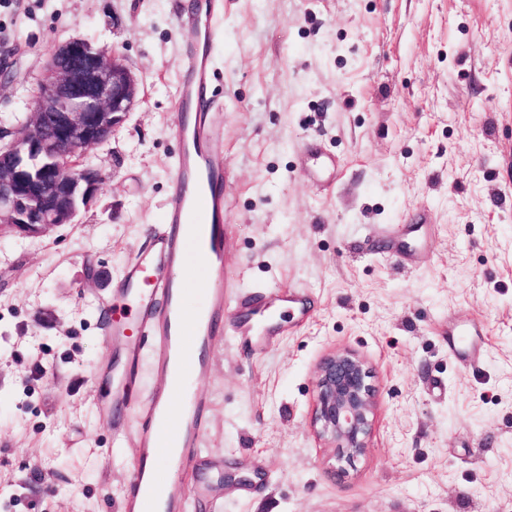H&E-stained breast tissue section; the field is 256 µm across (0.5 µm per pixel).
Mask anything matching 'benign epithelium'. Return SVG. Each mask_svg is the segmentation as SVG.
Returning <instances> with one entry per match:
<instances>
[{"label":"benign epithelium","instance_id":"benign-epithelium-1","mask_svg":"<svg viewBox=\"0 0 512 512\" xmlns=\"http://www.w3.org/2000/svg\"><path fill=\"white\" fill-rule=\"evenodd\" d=\"M137 79L122 56L73 38L53 50L30 121L8 142L0 136V230L41 237L71 224L94 199L100 172L86 150L108 140L138 97ZM372 370L350 351L319 365L312 426L349 461L368 452L375 414Z\"/></svg>","mask_w":512,"mask_h":512}]
</instances>
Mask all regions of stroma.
I'll return each instance as SVG.
<instances>
[{
	"instance_id": "obj_1",
	"label": "stroma",
	"mask_w": 512,
	"mask_h": 512,
	"mask_svg": "<svg viewBox=\"0 0 512 512\" xmlns=\"http://www.w3.org/2000/svg\"><path fill=\"white\" fill-rule=\"evenodd\" d=\"M186 2L0 0V129L20 130L47 53L75 37L139 84L86 152L103 180L74 223L0 235V512H119L130 451L112 428L131 417L100 406L93 374L124 353L99 304L163 221ZM212 61L224 288L311 304L273 347L213 348L200 512H512V0H226ZM312 136L340 163L332 188L303 173ZM418 208L436 221L403 236L402 266L383 228ZM338 350L367 361L376 395L351 465L311 426Z\"/></svg>"
}]
</instances>
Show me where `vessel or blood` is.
I'll return each instance as SVG.
<instances>
[{
	"instance_id": "1",
	"label": "vessel or blood",
	"mask_w": 512,
	"mask_h": 512,
	"mask_svg": "<svg viewBox=\"0 0 512 512\" xmlns=\"http://www.w3.org/2000/svg\"><path fill=\"white\" fill-rule=\"evenodd\" d=\"M223 12L224 0H195L177 19L187 40L172 114L180 151L165 218L150 228L149 247L127 263L108 302L116 311L112 334L126 344L127 368L115 379L103 375L102 381L113 398L133 409L131 427L114 431L117 444L132 451L120 512H193L209 409L193 384L211 370L210 347L226 334L252 336L269 347L288 328L284 314L307 308L301 288L243 285L231 300L224 292L228 217L219 147L224 125L210 106L211 41ZM308 152L318 162L314 176L330 178L335 156L314 141ZM146 349L163 382L143 398L138 364Z\"/></svg>"
}]
</instances>
